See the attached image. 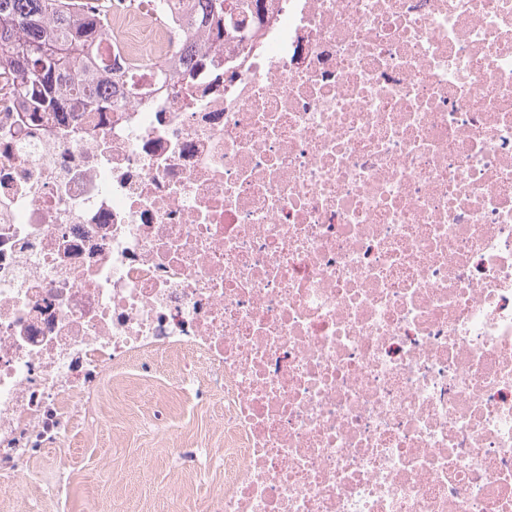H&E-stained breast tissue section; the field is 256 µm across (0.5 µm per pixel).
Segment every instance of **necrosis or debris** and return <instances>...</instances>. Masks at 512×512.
Wrapping results in <instances>:
<instances>
[{"label":"necrosis or debris","mask_w":512,"mask_h":512,"mask_svg":"<svg viewBox=\"0 0 512 512\" xmlns=\"http://www.w3.org/2000/svg\"><path fill=\"white\" fill-rule=\"evenodd\" d=\"M164 16L113 0L109 111L0 96V490L174 357L213 512H512V0H260L203 55Z\"/></svg>","instance_id":"4bbe7bcc"}]
</instances>
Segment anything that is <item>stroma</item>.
Returning <instances> with one entry per match:
<instances>
[{
	"label": "stroma",
	"instance_id": "obj_1",
	"mask_svg": "<svg viewBox=\"0 0 512 512\" xmlns=\"http://www.w3.org/2000/svg\"><path fill=\"white\" fill-rule=\"evenodd\" d=\"M95 420L71 440L64 472L53 449L28 460V495L0 496V512H205L224 486L220 411L170 372L129 366L93 399ZM163 421L165 432L153 424Z\"/></svg>",
	"mask_w": 512,
	"mask_h": 512
}]
</instances>
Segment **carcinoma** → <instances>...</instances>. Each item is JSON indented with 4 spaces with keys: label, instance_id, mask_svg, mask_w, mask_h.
Instances as JSON below:
<instances>
[{
    "label": "carcinoma",
    "instance_id": "cac0c4a2",
    "mask_svg": "<svg viewBox=\"0 0 512 512\" xmlns=\"http://www.w3.org/2000/svg\"><path fill=\"white\" fill-rule=\"evenodd\" d=\"M196 24L209 41L229 30L249 34L239 16L246 0H197ZM233 12H224V4ZM112 30L108 0H0V81L12 76L11 91L40 112L63 111L62 93L83 96L86 85L74 82L89 52Z\"/></svg>",
    "mask_w": 512,
    "mask_h": 512
}]
</instances>
